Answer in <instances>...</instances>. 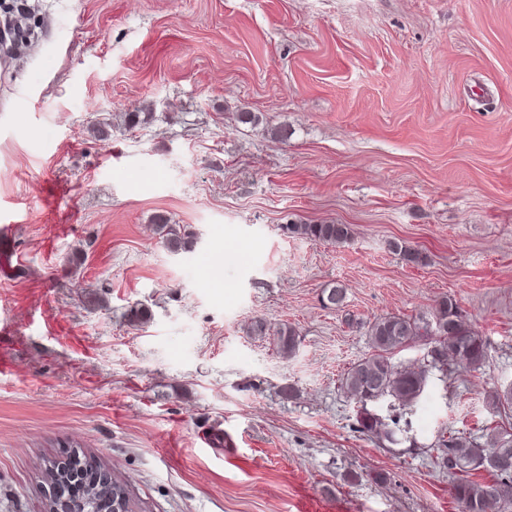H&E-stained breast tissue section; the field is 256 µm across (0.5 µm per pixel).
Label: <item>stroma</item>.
Instances as JSON below:
<instances>
[{"instance_id":"obj_1","label":"stroma","mask_w":512,"mask_h":512,"mask_svg":"<svg viewBox=\"0 0 512 512\" xmlns=\"http://www.w3.org/2000/svg\"><path fill=\"white\" fill-rule=\"evenodd\" d=\"M28 3L0 64V512H42L73 448L132 512H459L438 443L502 424L512 386V0ZM446 296L486 361L370 403L407 432L383 446L340 379L371 322ZM155 230L164 245L172 252H179L188 248L191 244V236L184 231L180 225L170 224V219L165 215H156L153 219ZM287 230L292 235L328 244L343 243L350 236V229L345 224H288ZM269 331L270 328L263 320H256L250 328V333L254 336H274L277 349L283 356L288 357L296 353L300 344V336L295 327L282 324L272 334Z\"/></svg>"}]
</instances>
